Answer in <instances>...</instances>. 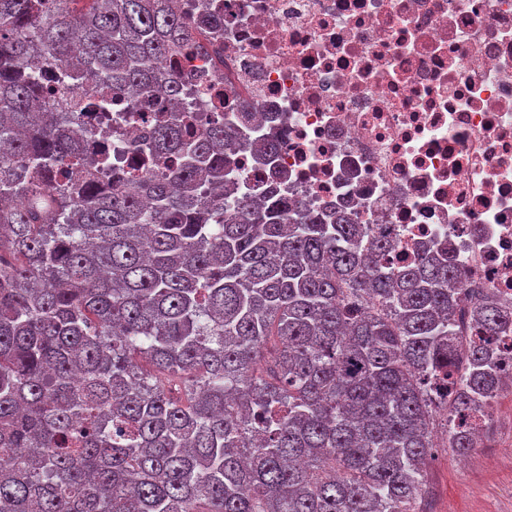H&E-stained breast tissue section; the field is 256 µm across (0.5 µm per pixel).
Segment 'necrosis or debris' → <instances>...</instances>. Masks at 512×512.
I'll return each instance as SVG.
<instances>
[{
    "label": "necrosis or debris",
    "mask_w": 512,
    "mask_h": 512,
    "mask_svg": "<svg viewBox=\"0 0 512 512\" xmlns=\"http://www.w3.org/2000/svg\"><path fill=\"white\" fill-rule=\"evenodd\" d=\"M222 29L168 58L180 111L204 132L215 111L258 139L237 190L276 189L347 210L396 241V260L448 247L469 301L512 305V0H211ZM251 96L256 114L240 100ZM130 168L152 112H84Z\"/></svg>",
    "instance_id": "necrosis-or-debris-1"
}]
</instances>
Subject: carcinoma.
I'll use <instances>...</instances> for the list:
<instances>
[{
  "label": "carcinoma",
  "mask_w": 512,
  "mask_h": 512,
  "mask_svg": "<svg viewBox=\"0 0 512 512\" xmlns=\"http://www.w3.org/2000/svg\"><path fill=\"white\" fill-rule=\"evenodd\" d=\"M223 25L204 2L0 0V512H414L434 408L505 383L512 308L473 303L468 339L448 251L396 267L351 213L273 194L224 212L234 154L275 137L172 110L134 176L79 152L38 77L57 57L112 87L87 107L142 111Z\"/></svg>",
  "instance_id": "carcinoma-1"
}]
</instances>
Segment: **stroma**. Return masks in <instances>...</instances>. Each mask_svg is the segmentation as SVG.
Returning a JSON list of instances; mask_svg holds the SVG:
<instances>
[{"label":"stroma","mask_w":512,"mask_h":512,"mask_svg":"<svg viewBox=\"0 0 512 512\" xmlns=\"http://www.w3.org/2000/svg\"><path fill=\"white\" fill-rule=\"evenodd\" d=\"M433 427L438 436L418 512H512V394L499 397L490 435L467 459L445 448L442 416H435Z\"/></svg>","instance_id":"stroma-1"}]
</instances>
